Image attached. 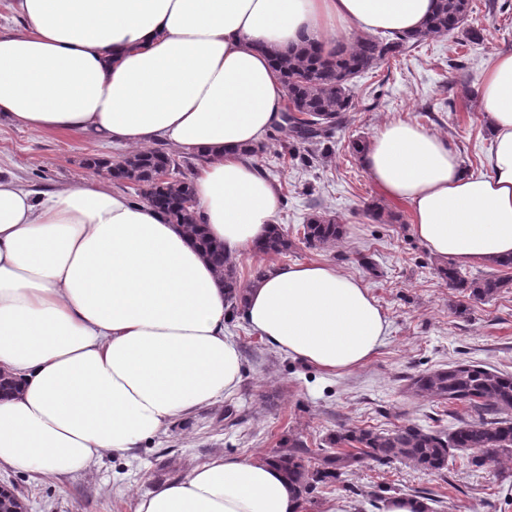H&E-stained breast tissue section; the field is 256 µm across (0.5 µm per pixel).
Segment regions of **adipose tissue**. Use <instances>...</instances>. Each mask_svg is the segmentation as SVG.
I'll list each match as a JSON object with an SVG mask.
<instances>
[{
	"label": "adipose tissue",
	"instance_id": "adipose-tissue-1",
	"mask_svg": "<svg viewBox=\"0 0 512 512\" xmlns=\"http://www.w3.org/2000/svg\"><path fill=\"white\" fill-rule=\"evenodd\" d=\"M432 0H17L0 30V119L201 156L197 218L229 257L274 224L280 194L241 148L282 124L272 51L326 54L352 29L411 33ZM478 97L492 136L481 170L446 137L386 123L369 179L408 205L414 235L460 266L512 257V51ZM277 351L330 373L366 364L389 321L361 278L325 262L269 268L231 313L224 281L186 227L93 181L41 193L0 175V470L73 476L174 418L232 395L242 355L231 316ZM298 489L255 455L218 456L134 512H300Z\"/></svg>",
	"mask_w": 512,
	"mask_h": 512
}]
</instances>
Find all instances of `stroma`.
<instances>
[{
  "label": "stroma",
  "mask_w": 512,
  "mask_h": 512,
  "mask_svg": "<svg viewBox=\"0 0 512 512\" xmlns=\"http://www.w3.org/2000/svg\"><path fill=\"white\" fill-rule=\"evenodd\" d=\"M471 5L467 33L414 45L353 80L356 107L328 142L326 158L302 164L291 158L283 134L272 131L254 160L280 187L277 222L294 246L284 257L244 253L236 260L242 283H249L257 266L313 261L361 277L390 322L370 361L329 375L272 349L244 322L231 319L227 330L244 364L233 395L177 417L132 453H103L72 478L0 471V485L15 487L27 512H133L136 496L184 477L212 457L269 456L292 440L311 457L343 429L384 432L414 423L449 430L464 416L463 407L411 393V377L460 361L512 372V288L488 301L449 288L437 273L438 259L413 234L408 207L368 178L351 148L354 141H371L385 123L403 119L447 137L464 167L480 168L491 137L477 89L495 54L512 50V0ZM474 31L475 41L469 38ZM105 153L115 160L126 151L0 122V170L37 192L85 185L92 176L87 159ZM371 202L396 213L398 222H374L366 213ZM314 213L343 223L345 234L333 247L301 243L302 226ZM368 260L375 270L365 268ZM389 491L441 497L444 512H512V457L475 467L461 455L439 473L404 461H369L304 495L301 512H326L335 500L346 501L350 512H382Z\"/></svg>",
  "instance_id": "35a3bbf8"
}]
</instances>
